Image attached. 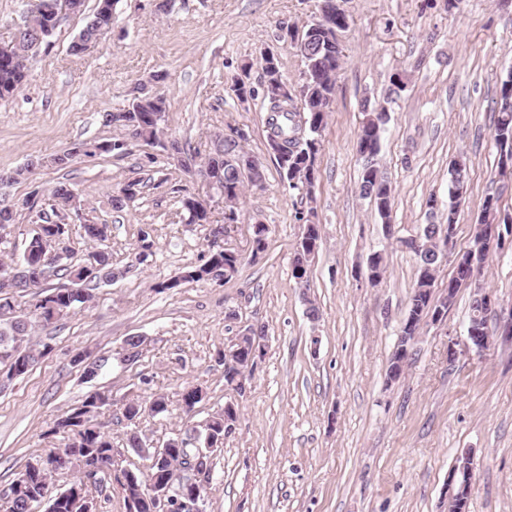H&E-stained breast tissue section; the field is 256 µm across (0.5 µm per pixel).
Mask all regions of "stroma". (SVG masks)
I'll return each instance as SVG.
<instances>
[{"instance_id": "1", "label": "stroma", "mask_w": 512, "mask_h": 512, "mask_svg": "<svg viewBox=\"0 0 512 512\" xmlns=\"http://www.w3.org/2000/svg\"><path fill=\"white\" fill-rule=\"evenodd\" d=\"M340 2L349 26L340 34L343 63L315 187L322 241L304 288L293 277L300 195L284 185L267 146L263 99L240 101L230 78L249 61L250 81L259 85L258 60L271 49L297 85L301 60L279 35L316 20L317 0H171L165 13L152 0H119L112 31L82 54L68 46L84 17L64 19L27 84L0 102V170L51 157L75 141L120 137L106 114L126 109L133 87L157 73L173 138L196 146L239 129L246 150L265 166L263 188L245 191L237 224L217 243L206 225L185 223L172 191L179 182L204 196L206 185L145 145L65 170L46 167L33 184L0 189V200L20 213L12 229L18 255L35 230L27 193L69 180L80 206L67 218L71 247L87 259L81 221L109 225L118 273L94 285L87 304L27 336L28 344L51 351L0 392V489L28 460L63 445L49 429L97 390L110 398L100 429L128 469L142 461L126 446L127 403L167 396V413L139 424L152 444L237 401L236 426L212 455L203 512H448V472L468 450L477 462L468 512H512V341L497 340L484 353L468 344L471 289H459L442 322L422 325L404 374L386 380L418 269L415 254L397 240L447 213L452 162L465 158L469 182L458 205V250L468 247L486 197L512 213V178L500 175L491 140L500 82L512 70V0H461L455 8L448 0ZM381 103L388 120L378 160L392 187L386 221L359 192L364 161L357 152L364 111ZM132 180L141 181L140 195L112 210L110 195ZM258 221L268 247L256 256ZM388 223L394 236L384 231ZM143 229L151 243L145 253ZM217 247L243 258L230 280L157 291ZM376 252L385 271L374 285L366 266ZM481 281L499 303L488 316L494 330L500 311L512 309V247L489 259ZM249 325L264 327L265 351L238 397L224 385L220 354ZM131 336L145 343L139 361L127 364ZM81 355L109 362L89 382ZM190 384L208 398L187 416L180 394Z\"/></svg>"}]
</instances>
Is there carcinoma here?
<instances>
[{
	"instance_id": "obj_1",
	"label": "carcinoma",
	"mask_w": 512,
	"mask_h": 512,
	"mask_svg": "<svg viewBox=\"0 0 512 512\" xmlns=\"http://www.w3.org/2000/svg\"><path fill=\"white\" fill-rule=\"evenodd\" d=\"M22 27L39 36L50 37L58 28L53 14L39 10L23 16ZM341 26L325 32L313 26H308L299 33L290 28L287 30L291 37L290 46L295 49L304 62L301 83L297 87L288 84L267 85L262 88L263 100L267 103L268 115L265 119L268 147L274 154L283 179L288 181V187L296 190L301 197L313 202L314 185L309 182L308 173L317 170V160L321 148V139L317 138L327 124L329 113L321 112L325 101L334 97L336 74L341 67L342 49L336 46V33ZM35 55L32 54L31 42L27 39L15 44L10 55L0 56V101L14 97L24 86ZM125 112L132 117H141L132 140L142 142L150 147L163 149L164 141L168 139L163 114L167 112V100L158 92H138L133 96ZM365 115L374 118L367 127L359 128L358 146L364 147L368 141L381 143V134L387 114L385 109L365 111ZM318 120L315 129L306 132L298 139L294 134L299 132L302 125L309 124L310 118ZM130 140V141H132ZM492 140L497 149L503 147L512 149V106H503L496 110L492 130ZM130 141L122 138L105 140L98 153H83V156L113 155L122 157L130 153ZM184 162L179 164L181 170L187 167L206 168L212 179L211 190L224 199V214H237V205L246 185L244 179L233 166L224 161L222 156H214L211 145L193 147L182 145ZM141 181L127 182L117 194L109 199V205L114 210H121L128 205L140 192ZM173 191L180 196L183 209L188 213V223L206 224L209 226V236L213 239L224 237L226 224L213 220V212L199 211L193 206V194L184 186L177 185ZM74 192L71 183L58 181L47 193L32 190L25 199L32 214V223L48 224L44 228V236H31L26 248L30 250L34 260L50 253L53 246L46 243L49 237L61 239L62 244L69 241V224L60 223V210L69 206L70 196ZM360 193L373 201L381 219L390 216L392 188L384 178L381 170L364 165L361 174ZM314 207L298 212L297 220L303 224V231L308 233V239L318 241L320 225L315 222ZM497 223V212L484 211V217L477 225L472 242L490 237V225ZM83 237L90 245L98 247L100 269L98 274L104 278L112 277V253L103 247L108 238V225L89 223L82 225ZM418 277L410 298L407 313L403 319L401 332L412 336L420 328L424 317L429 312L428 301L430 291L435 288L438 271V260L428 256H418ZM30 304L29 311L20 313L15 304L0 297V367H13L15 361L22 357L30 365H35L46 352L24 344V338L40 324L48 325L52 320H61L79 304H84L91 298L88 282H83L81 293L72 295L67 288L51 289V296L44 299L36 298ZM207 392L197 385H188L181 392L184 410L191 412L206 398ZM107 398L94 391L86 396L80 405L68 410L54 424L52 433L67 431L83 436L85 446L77 452L78 470L70 487L48 496L49 476H42L30 470V464H25L20 476L11 483L6 499L8 512H34L42 503H48L47 512H93L94 498L92 492H102L112 488V470H114V448L111 440L104 436L95 423V418ZM154 408H148V403L134 402L125 411V417L133 421L147 414L154 417L166 411V400L162 395L151 399ZM207 430L210 440L201 446H190V438L169 437L172 442L180 441V447L168 448L161 452L156 448L143 447L144 440L136 431L127 439V446L141 458L149 462L148 473L138 470L123 469L122 479L118 480L120 493L123 497L126 512H158L157 501L147 488L150 476L164 474L171 476L180 469L197 464L207 470H212L211 456L216 448L224 441V412H218L207 420Z\"/></svg>"
}]
</instances>
